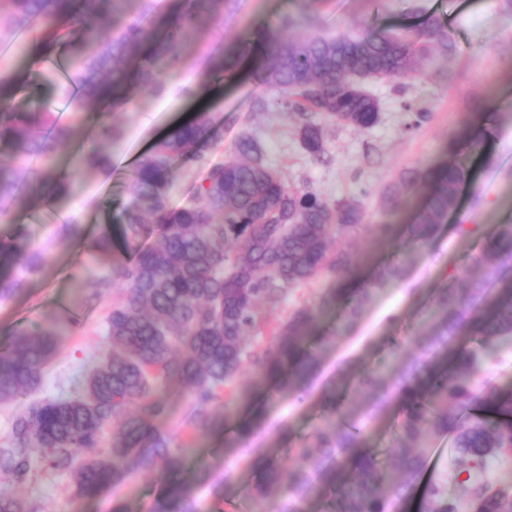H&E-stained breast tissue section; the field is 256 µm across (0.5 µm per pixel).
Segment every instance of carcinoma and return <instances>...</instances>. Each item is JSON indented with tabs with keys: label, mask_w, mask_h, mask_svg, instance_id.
<instances>
[{
	"label": "carcinoma",
	"mask_w": 512,
	"mask_h": 512,
	"mask_svg": "<svg viewBox=\"0 0 512 512\" xmlns=\"http://www.w3.org/2000/svg\"><path fill=\"white\" fill-rule=\"evenodd\" d=\"M127 0H0V30L17 37L40 26V48L51 60L63 50L68 63L58 78L70 111L104 101L128 87L160 94L164 84L151 64L135 71L145 43L152 59L170 67L184 59L185 44L203 19L224 16V0H194V9L175 22L162 39L135 19L117 36L101 38L97 28L112 23ZM325 0H305L299 15H284L264 35L266 53L260 82L299 118L303 148L325 154L320 121L370 128L380 117L369 81L451 79L441 63L457 53L453 29L435 18L420 27L323 36L316 31ZM214 118L202 111L173 127L137 163L129 185L131 202L122 212L121 234L130 257L98 281L121 290L105 317L112 352L87 373L72 397L28 401L44 367L60 345L46 329H22L0 352V405L15 409L10 436L0 445V512H40L19 494L36 478L33 458L43 473H66L73 494L94 498L118 490L151 469L174 473L185 449L172 446L162 430L169 408L162 389L174 382L186 388L192 406L184 421L185 442L224 425V408L245 392V368L276 384L284 396L302 398L323 349L307 345L320 312L347 297L337 333L348 336L360 324L378 287L403 279L406 263L383 266L369 288H327L319 302L289 312L265 336L263 308L285 302L288 292L313 281L336 284L354 264L353 254L335 245L339 233H355L363 215L354 205L336 204L315 190L292 187L266 165L258 139L246 136L236 157L209 164L200 146L211 137ZM76 126L51 110L0 113V141L13 147V162H0V213L45 182L55 196L70 197L75 174L84 168L109 169L105 153L80 154L72 171L51 167ZM25 161L42 164L38 170ZM196 171L194 199L170 204L176 176ZM470 179L463 163L406 171L390 187L386 202L396 206L418 185L431 189L427 206L408 225L412 249L432 244L435 233L456 208L461 186ZM22 224L0 237V262H18L36 273L42 255L25 252ZM152 242L144 246L142 241ZM495 263L468 279L454 270L448 286L408 336H388L380 362L353 376L368 400L360 409L336 386L311 434L289 445L287 463L264 452L249 454L246 466L260 480L246 494L248 512H305L312 499L327 512H394L428 470L434 442L453 439L455 460L427 483L420 512H512V482L492 477V462L512 465V391L497 388L490 374L505 347H512V224L485 244ZM413 345L418 353L412 354ZM402 400L390 458L368 446L373 422L395 397ZM262 421L258 413L238 423L237 443ZM453 480L461 494L448 496ZM209 488L211 512L231 504L230 476L212 480L211 465L199 466L191 480L170 484L154 512H201L196 490Z\"/></svg>",
	"instance_id": "carcinoma-1"
}]
</instances>
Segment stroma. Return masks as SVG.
<instances>
[{"mask_svg": "<svg viewBox=\"0 0 512 512\" xmlns=\"http://www.w3.org/2000/svg\"><path fill=\"white\" fill-rule=\"evenodd\" d=\"M189 6V0H162L159 9L144 16L140 0H131L126 11L114 17L112 26L121 28L139 15L161 37ZM302 8L301 0H238L235 11L225 14L223 22L203 21L187 41L179 67L156 63L167 85L165 96L158 98L141 90L132 104L102 102L84 112L81 136L62 154L105 152L112 157L111 169H83L74 196L57 201L32 196L12 206L9 223L0 224V236L9 232L11 224L26 225V251L44 256L41 270L34 275H23L14 263L0 266V276L24 279L20 293L0 302V347H8L21 329H53L76 318L79 328L62 336L36 392L40 398L66 397L93 363L111 350L104 336V319L117 291L102 289L93 305H85L83 296L91 285L84 275L107 277L112 264L125 258L119 216L130 200V177L140 158L172 126L190 119L198 106H205L216 120L213 139L203 148L207 160L233 158L241 137L251 134L261 141L266 163L279 168L292 185L312 187L327 199L361 210L363 229L337 240L338 246L354 252V281L361 286L373 280L378 267L402 257L401 238H379L372 225L412 223L426 200L425 192L419 191L403 197L399 208L391 211L382 201L385 189L407 167L446 161L449 142L457 143L473 171L472 181L460 190L457 209L438 230L432 246L415 253L404 279L386 284L374 296L356 338L334 334L342 304L322 311L309 342L316 345L326 338L330 344L303 400L277 395L259 384L251 371H244L241 383L249 393L230 405L223 430L193 439L185 472L193 473L199 462L213 460L217 463L214 476L220 481L225 468H232L234 489L241 497L254 480L251 471L239 464L246 448L277 452L275 429L283 422L288 423L292 439L309 434L321 413L323 391L340 381L342 370L350 364L362 370L378 363L384 338L405 335L448 274L469 266L486 238L502 225L512 224V205L505 202L506 196H512V60L498 56L502 42L512 37V13L503 12L496 0H330L318 24L324 34L422 25L438 18L454 30L458 53L450 63L452 78L448 81L367 83V91L379 102L378 123L368 129L324 123L326 154L318 160L303 149L296 121L286 109L259 106L263 100L269 103L272 94L258 80L264 53L258 34L273 28L281 15L299 13ZM38 35V29L29 30L27 39L13 41L11 52L0 55V64H7L15 75L4 96L16 112L52 108L63 99L46 59H30V41ZM240 43L250 44L251 51L237 61L232 72L217 79L203 76V59L224 55ZM476 99L484 103V111L473 110ZM410 104L430 111L428 120L411 130L406 127ZM106 124L120 127L122 138L115 142L101 138L97 129ZM73 216L84 226L83 237L60 236L61 223ZM461 224L474 226L475 234L461 237L457 232ZM105 233L112 238V251L102 256L92 251L91 244ZM257 409L263 413L261 426L247 445L236 444L238 422ZM165 483L162 471L145 472L117 495L127 502L130 512H152ZM23 493L45 512H112L117 496L108 489L92 499L74 498L64 475L40 477L25 486Z\"/></svg>", "mask_w": 512, "mask_h": 512, "instance_id": "35a3bbf8", "label": "stroma"}]
</instances>
